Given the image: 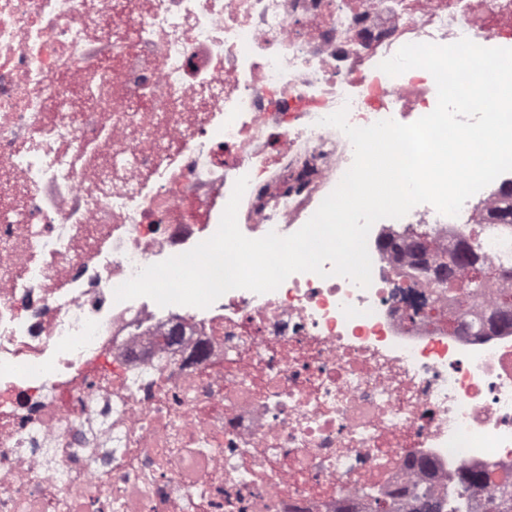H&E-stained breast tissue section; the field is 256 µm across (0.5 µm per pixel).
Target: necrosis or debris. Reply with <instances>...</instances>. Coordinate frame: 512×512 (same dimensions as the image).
Wrapping results in <instances>:
<instances>
[{
	"mask_svg": "<svg viewBox=\"0 0 512 512\" xmlns=\"http://www.w3.org/2000/svg\"><path fill=\"white\" fill-rule=\"evenodd\" d=\"M512 40V0H0V512H361L461 466L512 484V326L424 296L482 225L432 205L368 236L372 283L290 275L210 307L115 302L210 238L240 177L246 237L299 230L356 127L410 124L432 75L408 43ZM181 327L172 342L173 327Z\"/></svg>",
	"mask_w": 512,
	"mask_h": 512,
	"instance_id": "necrosis-or-debris-1",
	"label": "necrosis or debris"
}]
</instances>
